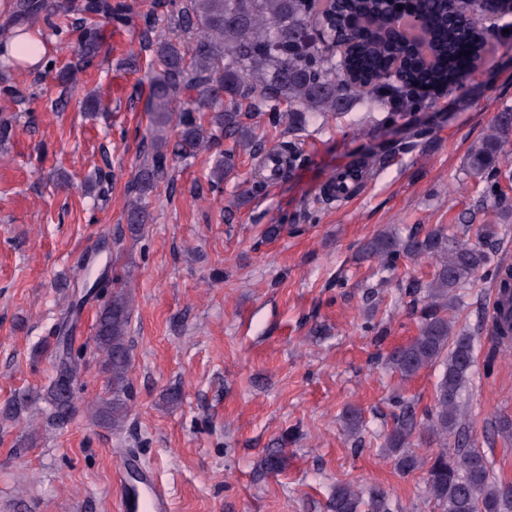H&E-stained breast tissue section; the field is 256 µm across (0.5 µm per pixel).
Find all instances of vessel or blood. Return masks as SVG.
I'll return each instance as SVG.
<instances>
[{"instance_id": "vessel-or-blood-1", "label": "vessel or blood", "mask_w": 512, "mask_h": 512, "mask_svg": "<svg viewBox=\"0 0 512 512\" xmlns=\"http://www.w3.org/2000/svg\"><path fill=\"white\" fill-rule=\"evenodd\" d=\"M120 512H172L169 490L151 468L133 457L123 458L114 470Z\"/></svg>"}]
</instances>
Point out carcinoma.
Wrapping results in <instances>:
<instances>
[{
	"mask_svg": "<svg viewBox=\"0 0 512 512\" xmlns=\"http://www.w3.org/2000/svg\"><path fill=\"white\" fill-rule=\"evenodd\" d=\"M169 5L167 13L154 16L142 29L140 50L149 53L154 63L145 101L151 129L144 163L130 187L126 220L132 234L147 223L145 199L166 179L171 161L193 156L223 138L232 140V148L217 159L212 171V185L217 187L233 172L239 154L263 160L277 153L265 149L255 134V120L294 132L316 114H344L359 106L382 113L381 123L399 127L427 108L424 87L448 89L458 82L453 69L412 55L403 79L388 75V59L397 49L386 36L395 0H334L320 18L321 41L310 37L317 14L315 0H170ZM413 8L426 21L435 57H447L461 43V29L448 23L449 0H414ZM41 11L42 5L22 0L16 13L32 26L41 20ZM77 11L104 14L124 24L137 17L125 0H81ZM348 37L353 42L350 60L338 64L333 43ZM100 51L101 42L95 36L79 43L74 49L77 62L61 74L64 85L76 80ZM173 121L178 140L170 149L167 128ZM510 143L512 113L504 112L492 133L468 152V172L485 184V199L493 206L501 204V165ZM277 154L285 158L286 170H291L298 156L294 146ZM494 235L489 224L473 237L467 229L461 236H450L438 226L425 233L411 230L404 236L393 229L376 235L363 250L364 256L377 259L382 271L396 269L403 258L434 263L424 287L408 284L418 315L417 334L394 347L387 361L403 379L439 362L444 370L423 421L416 420L410 405L396 401L399 413L382 450L400 473L427 466V491L442 512H512V485L493 481L485 455L468 446L461 402L475 362V343L459 324V290L476 281L488 265L487 246ZM129 278L128 271L112 278L95 334L110 376L111 397L94 409L93 417L115 428L122 426L128 413ZM496 278L509 314L491 328L494 351L512 343V270L499 268ZM73 342L74 337L64 331L51 349L55 374L47 398L57 418L74 407L73 384L81 374ZM415 434L440 445L426 463L408 448ZM363 505L367 512H391L386 494L376 488L365 494L349 484H338L329 500L330 512H360Z\"/></svg>",
	"mask_w": 512,
	"mask_h": 512,
	"instance_id": "carcinoma-1",
	"label": "carcinoma"
}]
</instances>
